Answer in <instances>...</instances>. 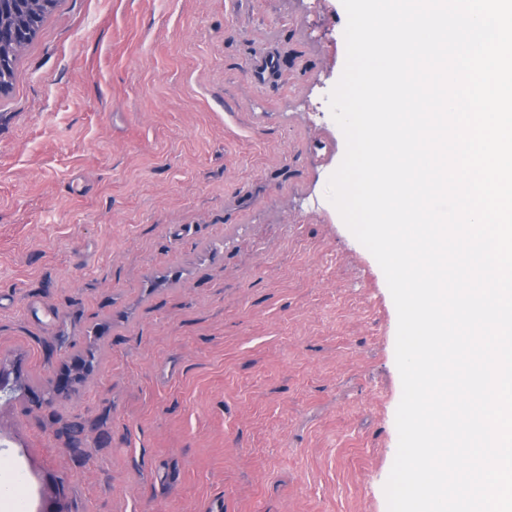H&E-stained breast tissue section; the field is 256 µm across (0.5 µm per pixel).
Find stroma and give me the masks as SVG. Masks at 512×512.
Wrapping results in <instances>:
<instances>
[{
    "label": "stroma",
    "instance_id": "1",
    "mask_svg": "<svg viewBox=\"0 0 512 512\" xmlns=\"http://www.w3.org/2000/svg\"><path fill=\"white\" fill-rule=\"evenodd\" d=\"M342 0H59L0 94V512H387L382 269L327 197ZM74 379L55 394L61 373Z\"/></svg>",
    "mask_w": 512,
    "mask_h": 512
}]
</instances>
